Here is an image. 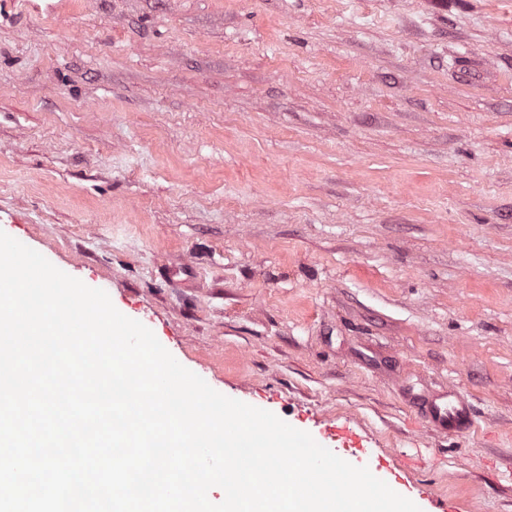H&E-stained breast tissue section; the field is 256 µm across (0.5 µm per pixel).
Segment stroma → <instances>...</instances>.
I'll use <instances>...</instances> for the list:
<instances>
[{
  "label": "stroma",
  "mask_w": 512,
  "mask_h": 512,
  "mask_svg": "<svg viewBox=\"0 0 512 512\" xmlns=\"http://www.w3.org/2000/svg\"><path fill=\"white\" fill-rule=\"evenodd\" d=\"M0 229L221 394L512 512V0H0ZM424 413L432 428L445 434L461 436L474 425L473 405L454 392L435 398Z\"/></svg>",
  "instance_id": "stroma-1"
}]
</instances>
